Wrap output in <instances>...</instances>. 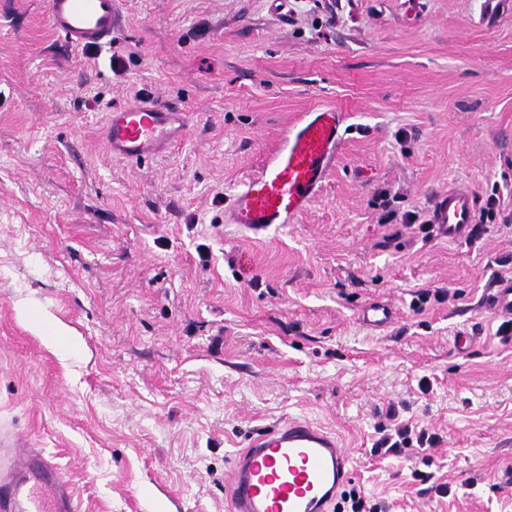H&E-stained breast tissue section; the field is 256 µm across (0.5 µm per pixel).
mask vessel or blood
Returning <instances> with one entry per match:
<instances>
[{"instance_id":"b4317fda","label":"vessel or blood","mask_w":512,"mask_h":512,"mask_svg":"<svg viewBox=\"0 0 512 512\" xmlns=\"http://www.w3.org/2000/svg\"><path fill=\"white\" fill-rule=\"evenodd\" d=\"M122 0H48L51 29L72 48L110 44L121 21ZM348 112L328 106L304 113L286 130L282 147L249 173L224 204V221L258 235L294 223L321 193L344 142ZM187 112L148 96L109 112L107 145L113 158L137 163L166 153L188 133ZM449 239L468 238L475 222L472 191L454 186L430 212ZM492 304L512 315V278L495 284ZM358 320L381 329L393 311L373 302ZM351 456L335 433L289 417L263 428L230 461L226 496L230 512H335L351 485ZM0 512H82L74 487L55 458L22 448L0 459Z\"/></svg>"}]
</instances>
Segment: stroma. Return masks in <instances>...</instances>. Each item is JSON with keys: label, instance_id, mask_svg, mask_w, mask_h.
I'll return each mask as SVG.
<instances>
[{"label": "stroma", "instance_id": "stroma-1", "mask_svg": "<svg viewBox=\"0 0 512 512\" xmlns=\"http://www.w3.org/2000/svg\"><path fill=\"white\" fill-rule=\"evenodd\" d=\"M486 3L124 0L89 54L47 0H0V443L53 454L84 512H229L232 455L301 417L392 512H512V338L490 309L512 277V12ZM154 94L187 136L113 159L107 112ZM336 105L349 129L310 209L225 223L285 130ZM459 184L498 193L495 217L424 239ZM373 300L381 331L357 320ZM392 411L440 437L431 466L371 455ZM357 318L367 327L381 329L393 323L394 313L387 305L373 302L361 307Z\"/></svg>", "mask_w": 512, "mask_h": 512}]
</instances>
